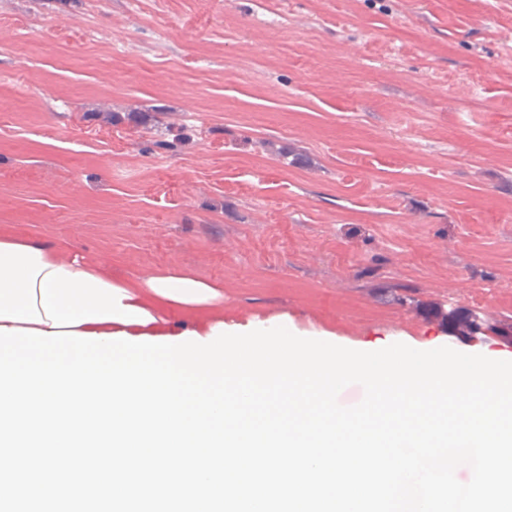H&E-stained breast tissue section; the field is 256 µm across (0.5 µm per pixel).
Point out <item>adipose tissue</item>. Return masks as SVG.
<instances>
[{
  "label": "adipose tissue",
  "mask_w": 512,
  "mask_h": 512,
  "mask_svg": "<svg viewBox=\"0 0 512 512\" xmlns=\"http://www.w3.org/2000/svg\"><path fill=\"white\" fill-rule=\"evenodd\" d=\"M223 305L222 289L206 280L171 272L120 283L79 255L0 230V327L171 336L173 311L200 316L202 332L222 323Z\"/></svg>",
  "instance_id": "ef3b65f1"
}]
</instances>
